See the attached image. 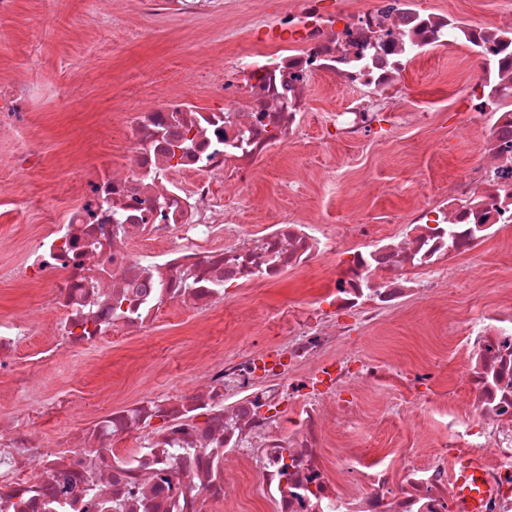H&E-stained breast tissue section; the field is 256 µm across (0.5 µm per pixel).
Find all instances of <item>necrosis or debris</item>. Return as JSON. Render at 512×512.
I'll return each mask as SVG.
<instances>
[{"instance_id":"4bbe7bcc","label":"necrosis or debris","mask_w":512,"mask_h":512,"mask_svg":"<svg viewBox=\"0 0 512 512\" xmlns=\"http://www.w3.org/2000/svg\"><path fill=\"white\" fill-rule=\"evenodd\" d=\"M142 12L217 17L226 0H138ZM259 45L227 55L201 107L187 92L146 99L123 115L120 161H103L82 197L29 239L0 278L43 289L40 309L0 314V512H462L451 465L473 460L491 482L479 512H512V275L497 303L452 317L441 353L460 383L442 393L434 369L374 356L369 338L413 304L447 300L462 264L486 262L482 243L512 227V21L459 22L419 0L329 8L300 0ZM463 48L478 68L467 84L468 128L481 158L447 190L385 235L291 208L246 227L256 162L296 147L316 79L339 80L357 98L328 112L324 144L392 138L427 125L404 108L400 79L427 49ZM322 281L292 297L257 339L196 349L189 388L118 402L81 431L55 438L44 421L76 411L74 393L34 395L25 349L45 337L43 362L153 331L164 313L199 317L235 308L252 322V290L289 272ZM401 396L367 412V391ZM439 422L432 445L367 455L358 420Z\"/></svg>"}]
</instances>
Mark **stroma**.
Listing matches in <instances>:
<instances>
[{"mask_svg": "<svg viewBox=\"0 0 512 512\" xmlns=\"http://www.w3.org/2000/svg\"><path fill=\"white\" fill-rule=\"evenodd\" d=\"M246 45L245 31L227 17L143 16L136 0H112L108 16L99 13L96 0H17L15 13L0 17V80L38 86L19 119L44 167L16 186L21 207H0V240L9 244L0 250V263L21 258L35 225L61 219L77 199L78 182L99 157L120 156L118 108L169 84L205 99L217 60ZM476 76V68L466 66L459 53L424 52L404 73L406 107L431 113L432 128L408 127L386 143L366 139L332 150L321 144L323 118L349 94L338 80H317L303 143L287 154L272 152L257 165L251 193L268 208L252 216V224L268 223L290 207L280 189L290 177L302 180L306 212L320 221L337 225L358 217L392 224L404 218L478 160V134L464 126L461 98L463 86ZM319 286L318 280L289 274L281 284L261 289L254 316L265 321L298 290L313 293ZM447 321V305L416 307L385 328L375 351L391 349L418 360ZM196 331L193 316L164 318L150 339L63 356L36 376L35 386L46 395L81 392L92 416L145 386L155 391L189 386L185 358Z\"/></svg>", "mask_w": 512, "mask_h": 512, "instance_id": "obj_1", "label": "stroma"}]
</instances>
